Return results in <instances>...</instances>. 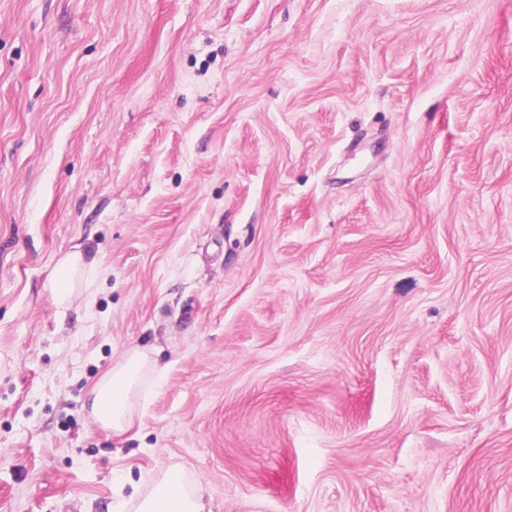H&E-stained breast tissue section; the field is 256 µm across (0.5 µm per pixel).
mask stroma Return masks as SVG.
I'll return each instance as SVG.
<instances>
[{"label":"stroma","instance_id":"1","mask_svg":"<svg viewBox=\"0 0 512 512\" xmlns=\"http://www.w3.org/2000/svg\"><path fill=\"white\" fill-rule=\"evenodd\" d=\"M170 470L206 512H512V0H0V512ZM82 255L74 252L66 256L59 264L54 279L53 288H55L57 297L60 301H65L72 288V281L81 266H84ZM164 374L150 350L140 347L128 349L91 391V411L102 426L117 435L132 426V408L140 397L146 376L159 382Z\"/></svg>","mask_w":512,"mask_h":512}]
</instances>
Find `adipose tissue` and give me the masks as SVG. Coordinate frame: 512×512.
Instances as JSON below:
<instances>
[{
  "label": "adipose tissue",
  "mask_w": 512,
  "mask_h": 512,
  "mask_svg": "<svg viewBox=\"0 0 512 512\" xmlns=\"http://www.w3.org/2000/svg\"><path fill=\"white\" fill-rule=\"evenodd\" d=\"M164 374L149 350L133 347L113 365L91 391V411L102 426L123 434L132 425V408L145 378L161 380ZM202 486L186 488L174 471L164 474L154 490L140 497L135 512H203Z\"/></svg>",
  "instance_id": "1"
}]
</instances>
